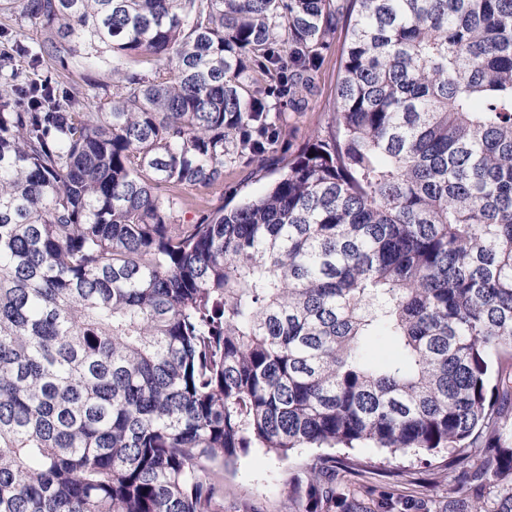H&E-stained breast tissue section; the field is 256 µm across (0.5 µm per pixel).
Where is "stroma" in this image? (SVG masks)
<instances>
[{"label": "stroma", "instance_id": "1", "mask_svg": "<svg viewBox=\"0 0 512 512\" xmlns=\"http://www.w3.org/2000/svg\"><path fill=\"white\" fill-rule=\"evenodd\" d=\"M42 40L40 29L20 15L0 17L1 56L14 55L20 44L38 49ZM340 47L341 42L336 39L324 51L316 87L302 108L284 106L282 120L286 131L270 154L266 171L256 172L254 165L243 159L226 167L225 204L233 206L245 197L263 192L289 154L312 136L327 134L334 119ZM316 454V449L300 448L284 461L264 449L253 448L239 460L236 468H215V479L224 481L230 490L224 500V512H241L248 501L256 505L258 512H288V473L303 469ZM340 480L355 488L364 501L393 498L397 512H447L448 509V480L421 455L400 454L384 460L378 469L344 474Z\"/></svg>", "mask_w": 512, "mask_h": 512}]
</instances>
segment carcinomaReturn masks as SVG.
<instances>
[{"mask_svg": "<svg viewBox=\"0 0 512 512\" xmlns=\"http://www.w3.org/2000/svg\"><path fill=\"white\" fill-rule=\"evenodd\" d=\"M0 512H224L251 448L445 453L448 512H512V0H0ZM343 33L336 129L267 166ZM383 339L399 358L376 362ZM365 464L288 473V512H366ZM43 40L42 32L38 27L24 19L19 13H14L9 19L0 17V55L1 60L6 56H16L17 45L24 44L33 51H38ZM21 64L30 79L43 80L46 75H52L53 78H56L58 82L53 84V86L60 94L67 91L68 93L79 92V96H86V94L94 95V91L90 90V88L80 80V73L83 69L77 59L69 61L67 71L62 70L59 65L51 66L47 60L43 62L40 60L34 66H31L29 58H25L24 62ZM56 74L60 75V77H57Z\"/></svg>", "mask_w": 512, "mask_h": 512, "instance_id": "obj_1", "label": "carcinoma"}]
</instances>
